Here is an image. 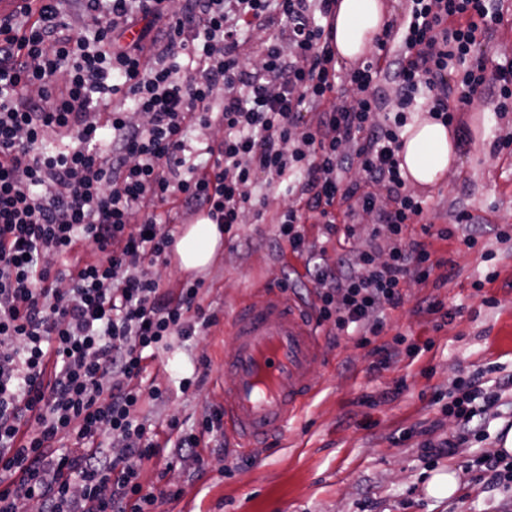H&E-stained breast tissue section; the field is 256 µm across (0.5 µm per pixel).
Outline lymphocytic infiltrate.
<instances>
[{"label": "lymphocytic infiltrate", "mask_w": 512, "mask_h": 512, "mask_svg": "<svg viewBox=\"0 0 512 512\" xmlns=\"http://www.w3.org/2000/svg\"><path fill=\"white\" fill-rule=\"evenodd\" d=\"M62 2L0 19V512H155L168 491L140 482L163 452L137 416L144 397L162 396L143 386L148 362L169 337L216 322L196 306L200 282L173 298L148 273L173 243L166 205L229 232L256 209L265 174L304 198L280 217L302 255L304 212L332 234L333 207L355 201L374 215L388 259L313 263L317 319L378 334L403 284L433 269L405 237L426 206L406 193L398 159L415 99L425 94L428 114L448 125L479 91L512 112V59L492 66L490 84L474 57L499 20L494 0H408L404 21L342 80L323 25L337 0H76L79 29ZM277 20L246 68L249 32ZM386 83L398 110L383 119ZM340 85L350 104L334 103ZM194 122L224 128L202 164L187 144ZM352 168L359 179H345ZM88 244L100 258L84 264Z\"/></svg>", "instance_id": "obj_1"}]
</instances>
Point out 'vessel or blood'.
<instances>
[{"mask_svg":"<svg viewBox=\"0 0 512 512\" xmlns=\"http://www.w3.org/2000/svg\"><path fill=\"white\" fill-rule=\"evenodd\" d=\"M230 329L224 430L245 452L298 419L315 389L312 372L323 363L322 331L310 306L277 288L267 290L261 307H237Z\"/></svg>","mask_w":512,"mask_h":512,"instance_id":"1","label":"vessel or blood"}]
</instances>
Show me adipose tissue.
I'll return each mask as SVG.
<instances>
[{
  "label": "adipose tissue",
  "mask_w": 512,
  "mask_h": 512,
  "mask_svg": "<svg viewBox=\"0 0 512 512\" xmlns=\"http://www.w3.org/2000/svg\"><path fill=\"white\" fill-rule=\"evenodd\" d=\"M387 20L384 0H338L333 21L338 58L352 61L363 55L384 31ZM402 137L401 169L413 184L441 183L459 161L456 135L432 117L408 124ZM223 245V225L204 218L184 228L172 254L181 270L199 272L210 265Z\"/></svg>",
  "instance_id": "obj_1"
}]
</instances>
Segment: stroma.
Instances as JSON below:
<instances>
[{"mask_svg": "<svg viewBox=\"0 0 512 512\" xmlns=\"http://www.w3.org/2000/svg\"><path fill=\"white\" fill-rule=\"evenodd\" d=\"M501 21L481 37L479 53L512 58V0H497ZM465 127L490 124V135L468 138L458 165L436 186H410L428 206L406 236L424 242L435 264L429 278L409 280L403 304L387 310L382 331L361 345L359 333L323 336L325 363L313 374L317 395L281 438L251 452L227 457L215 447L193 456L169 446L165 479L153 466L140 476L143 487L165 483L176 496L156 512H502L512 506V487H487L473 466L499 453L502 428L512 427V157L500 151L512 138V112H498L482 98L457 113ZM262 218L246 216L225 235L212 264L197 273L199 302L218 323L196 336L170 337L149 371L162 398L145 399L138 415L150 426L178 419L184 431L222 405L224 360L232 350L225 325L241 304L260 306L266 288L289 278L291 298L314 299L316 290L304 257L279 235L277 221L294 197L259 175ZM472 228L455 221L459 211ZM335 209L337 231L328 234L316 218L299 230L328 264L345 253L371 250L372 214L347 217ZM476 230L478 243L463 239ZM442 314L427 313L428 305ZM201 374V385L182 389L181 379ZM495 391L481 439L463 438L446 407L460 382ZM457 438L452 457L427 462L423 440ZM454 472L458 487L449 497L432 494L434 479Z\"/></svg>", "mask_w": 512, "mask_h": 512, "instance_id": "1", "label": "stroma"}]
</instances>
